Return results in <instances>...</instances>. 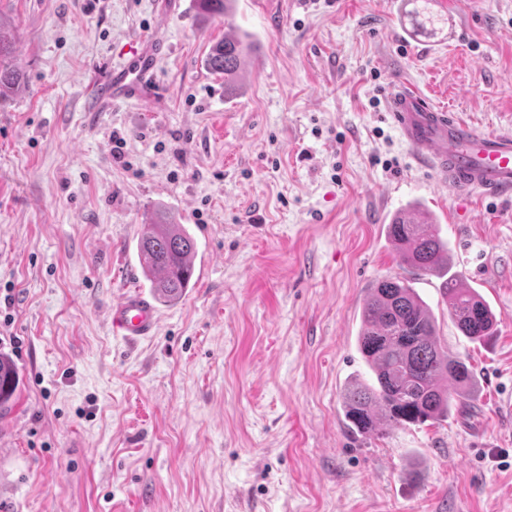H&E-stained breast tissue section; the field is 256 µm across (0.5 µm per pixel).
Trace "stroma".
I'll return each mask as SVG.
<instances>
[{
  "label": "stroma",
  "instance_id": "stroma-1",
  "mask_svg": "<svg viewBox=\"0 0 512 512\" xmlns=\"http://www.w3.org/2000/svg\"><path fill=\"white\" fill-rule=\"evenodd\" d=\"M0 0L22 83L0 98V347L20 386L0 415V512H512V196H449L387 117L414 84L481 132L512 133V0ZM161 31L139 101L88 109L94 77ZM254 51L224 93L203 64ZM125 140L123 158L112 152ZM417 208L448 272L490 305L463 336L441 278L399 266L386 226ZM174 212L194 285L127 344L114 298L148 291L138 230ZM400 277L476 374L468 409L353 433L342 395L371 372L368 288ZM201 12L207 17L224 16V24L231 26L235 0H196ZM250 36L225 35L224 40L215 42L206 57L207 69L217 75H224V92L232 94L236 90V79L243 59L250 47Z\"/></svg>",
  "mask_w": 512,
  "mask_h": 512
}]
</instances>
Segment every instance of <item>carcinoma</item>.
Returning <instances> with one entry per match:
<instances>
[{"label": "carcinoma", "instance_id": "carcinoma-1", "mask_svg": "<svg viewBox=\"0 0 512 512\" xmlns=\"http://www.w3.org/2000/svg\"><path fill=\"white\" fill-rule=\"evenodd\" d=\"M208 17H224L231 24L235 0H197ZM250 36L232 34L215 42L206 57L207 69L224 76V92H235ZM10 53L7 33L0 31V97L20 86V76L3 64ZM416 213L395 217L388 234L399 264L433 272L448 260L446 245L433 225L414 222ZM138 255L155 297L164 303L179 301L194 275L196 241L175 216L157 213L141 225ZM448 314L460 332L473 341L493 335L496 319L483 297L461 288L450 278L443 284ZM363 328L358 342L376 383L358 384L344 396V416L360 435L376 431L381 421L421 425L448 414L453 402H464L475 376L465 360L443 350L436 340L435 321L414 290L399 278H387L370 288L362 309ZM19 387L16 364L0 349V412L11 408Z\"/></svg>", "mask_w": 512, "mask_h": 512}]
</instances>
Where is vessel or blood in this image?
I'll return each mask as SVG.
<instances>
[{
  "label": "vessel or blood",
  "mask_w": 512,
  "mask_h": 512,
  "mask_svg": "<svg viewBox=\"0 0 512 512\" xmlns=\"http://www.w3.org/2000/svg\"><path fill=\"white\" fill-rule=\"evenodd\" d=\"M164 41L144 35L130 48L127 63L109 67L98 81L94 106L140 100L151 90ZM389 118L398 127L418 164L456 197H504L512 194V135L481 133L437 109L411 84L392 86L386 96ZM161 312L136 291L114 299L108 312L112 330L137 342L153 336Z\"/></svg>",
  "instance_id": "b4317fda"
}]
</instances>
